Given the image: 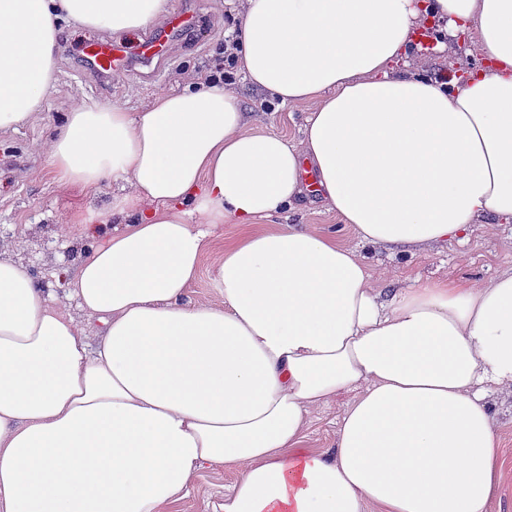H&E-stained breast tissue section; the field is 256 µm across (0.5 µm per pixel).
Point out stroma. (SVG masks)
<instances>
[{
    "label": "stroma",
    "mask_w": 512,
    "mask_h": 512,
    "mask_svg": "<svg viewBox=\"0 0 512 512\" xmlns=\"http://www.w3.org/2000/svg\"><path fill=\"white\" fill-rule=\"evenodd\" d=\"M168 7L193 10L199 22L195 30L176 37L174 58L153 79H145V68L136 60L118 73L97 71L84 53L93 31L73 24L63 25L55 81L41 115L18 130L0 132V251L10 245L17 231L26 230L28 243L24 257L37 275L51 281L66 280L92 242L88 239L72 242L63 237L62 216L78 206L106 212L113 194L119 191L118 184L111 183L98 194L87 196L55 183L49 160L39 145L63 112L75 102L90 106L117 105L137 112L155 94L181 90L201 73L224 64V40L239 21L241 0H226L220 10L216 9L214 0H169ZM231 90L247 112H263L262 106L269 100L265 91L242 78L237 79ZM310 110L307 104L275 106L273 111L263 112L261 129L299 138ZM292 221L316 225L334 236L339 244L361 248L371 267L390 270L396 288L410 287L419 280L478 285L512 268V224H499L492 229L484 224L476 225L468 241L437 246L420 259L405 253L360 247L335 210L313 195L304 198L301 210ZM494 411L505 470L492 512H512V396L496 398ZM340 415L341 407L337 404L314 411L306 430V447L316 452L333 450ZM236 479V472L231 470L204 469L191 480L185 495L171 506L170 512H221L224 493Z\"/></svg>",
    "instance_id": "obj_1"
}]
</instances>
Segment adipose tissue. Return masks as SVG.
<instances>
[{
    "label": "adipose tissue",
    "mask_w": 512,
    "mask_h": 512,
    "mask_svg": "<svg viewBox=\"0 0 512 512\" xmlns=\"http://www.w3.org/2000/svg\"><path fill=\"white\" fill-rule=\"evenodd\" d=\"M167 7L0 0V130L39 117L61 23L120 35ZM236 35L252 85L312 104L298 140L191 82L138 112L75 104L41 145L59 186L122 187L62 219L94 242L80 316L25 233L0 252V512H168L206 468L238 474L223 512H489L512 269L388 291L314 225H254L311 190L389 251L512 223V0H244ZM212 248L224 300L187 299ZM341 398L334 451L304 448Z\"/></svg>",
    "instance_id": "1"
}]
</instances>
